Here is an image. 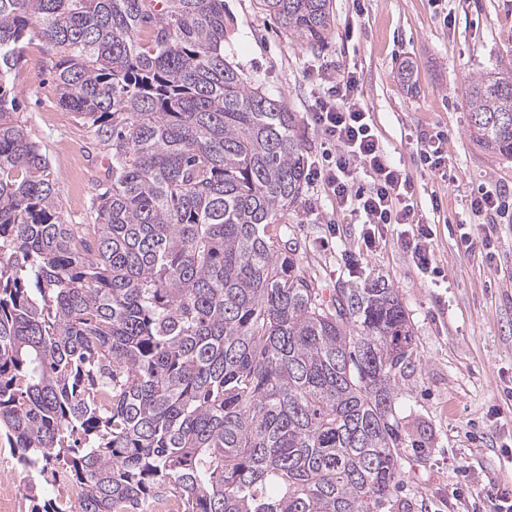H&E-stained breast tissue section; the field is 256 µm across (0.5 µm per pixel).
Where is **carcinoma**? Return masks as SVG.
Segmentation results:
<instances>
[{
	"label": "carcinoma",
	"mask_w": 512,
	"mask_h": 512,
	"mask_svg": "<svg viewBox=\"0 0 512 512\" xmlns=\"http://www.w3.org/2000/svg\"><path fill=\"white\" fill-rule=\"evenodd\" d=\"M312 46L330 0H261ZM48 46L108 165L70 224L9 97ZM512 158V76L466 91ZM307 185L294 113L224 57V0H0V443L76 502L30 512H383L413 327L382 279L326 289L279 219Z\"/></svg>",
	"instance_id": "1"
}]
</instances>
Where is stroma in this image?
<instances>
[{"mask_svg": "<svg viewBox=\"0 0 512 512\" xmlns=\"http://www.w3.org/2000/svg\"><path fill=\"white\" fill-rule=\"evenodd\" d=\"M330 8L331 28L312 47L286 34L259 0H224V53L294 112L312 169L325 150L309 121L318 92L313 76L320 68L355 72L381 140L413 180L415 217L436 234L435 270L416 269L392 226L349 271L344 256L356 249L363 226L318 181H308L282 221L301 245L302 265L326 287L382 277L409 313L413 355L398 378L402 474L392 512H481L483 489L512 485V158L476 142L466 89L486 73L512 75V0H330ZM46 59L42 41H25L13 78L19 119L47 148L65 219L83 224L105 152L60 105ZM407 61L409 86L400 78ZM436 133L448 150L444 177L419 164ZM486 187L505 193L491 227L470 210L472 195ZM334 224L339 233H331ZM463 232L489 239V247L460 252Z\"/></svg>", "mask_w": 512, "mask_h": 512, "instance_id": "1", "label": "stroma"}]
</instances>
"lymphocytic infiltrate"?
Segmentation results:
<instances>
[{"label":"lymphocytic infiltrate","instance_id":"1","mask_svg":"<svg viewBox=\"0 0 512 512\" xmlns=\"http://www.w3.org/2000/svg\"><path fill=\"white\" fill-rule=\"evenodd\" d=\"M315 80L322 93L314 101L309 120L331 150L325 165L314 169L311 176L326 185L338 207L350 209L364 225L361 249L347 253V264L357 266L363 253L379 244L384 229L399 224L403 248L419 270L430 271L435 233L431 225L415 222L413 182L391 160L376 134L356 76L349 72L335 78L320 70ZM362 173L369 176L368 185L359 184Z\"/></svg>","mask_w":512,"mask_h":512}]
</instances>
